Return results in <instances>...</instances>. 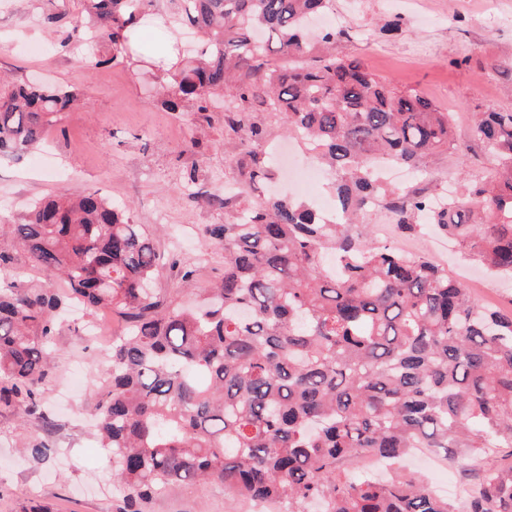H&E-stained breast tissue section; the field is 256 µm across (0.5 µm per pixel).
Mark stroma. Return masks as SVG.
Masks as SVG:
<instances>
[{
	"mask_svg": "<svg viewBox=\"0 0 512 512\" xmlns=\"http://www.w3.org/2000/svg\"><path fill=\"white\" fill-rule=\"evenodd\" d=\"M349 10L350 36L336 52L359 58L381 80L415 90L441 111L451 113L459 139L471 151L460 158L442 153L428 172L413 176L424 194L448 183H484L494 163L483 145L471 141L474 115L493 107L512 112V87L497 65L512 64V0H500L484 13L483 0H333ZM81 0H0V76L35 78L83 92L86 103L67 112L50 128L38 151L0 157V223L18 220L25 202L60 191L78 195L96 189L124 209L134 223L148 225L159 248L179 247L195 266L193 285L207 288L224 274V264L199 232L220 224L224 211L190 202L180 186L197 172L201 191L223 193L238 186L250 158L238 137L224 126L221 110L173 112L162 103L154 65L138 56L116 61L103 42L95 62L62 49ZM418 253L435 259L449 276L489 306L512 307V282L476 276L467 252L449 246L435 230L416 234ZM97 349L72 322H61L55 335L57 379L47 393L58 430L55 455L44 462L25 457L20 434H36V424H21L16 412L0 413V512H113L112 460L89 427L100 398L89 388L68 400L69 368L92 374ZM247 501L223 484H189L156 497L147 512H247Z\"/></svg>",
	"mask_w": 512,
	"mask_h": 512,
	"instance_id": "35a3bbf8",
	"label": "stroma"
}]
</instances>
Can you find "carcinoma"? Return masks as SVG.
Here are the masks:
<instances>
[{
    "mask_svg": "<svg viewBox=\"0 0 512 512\" xmlns=\"http://www.w3.org/2000/svg\"><path fill=\"white\" fill-rule=\"evenodd\" d=\"M142 2L83 0L77 35L62 47L91 59L107 39L112 59L124 56ZM332 2L179 0L177 21L199 46L159 88L173 112L186 100L207 112L214 98L227 99L224 126L252 158V189L272 176L260 161L259 113L278 116L336 169V221L269 197L204 225L201 235L224 248V276L194 307L154 288L165 270L191 284L192 266L159 252L149 228L96 189L36 200L10 225L31 268L59 276L63 294L20 276L0 248V410L21 412V424L56 427L46 393L63 299L126 322L98 351L97 432L112 456L117 512H145L177 483L208 481L279 512H309L313 502L321 512H512V461L484 469L461 505L401 465L412 449L429 448L467 471L512 448V309L478 302L428 257L377 241L365 222L377 200L402 233L425 217L491 274L511 278L512 112H478L471 127L495 162L490 181L466 188L480 215L382 185L377 161L420 171L469 144L428 98L336 54L346 30L309 40L307 21ZM82 99L28 80L1 89L0 156L39 146ZM22 448L36 462L54 452L40 436ZM363 457L389 463L392 474L354 476Z\"/></svg>",
    "mask_w": 512,
    "mask_h": 512,
    "instance_id": "cac0c4a2",
    "label": "carcinoma"
}]
</instances>
